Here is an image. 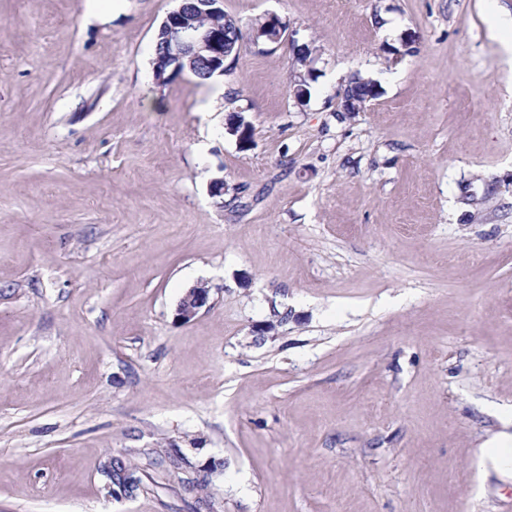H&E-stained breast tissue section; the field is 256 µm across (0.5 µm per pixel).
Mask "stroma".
<instances>
[{"label": "stroma", "mask_w": 512, "mask_h": 512, "mask_svg": "<svg viewBox=\"0 0 512 512\" xmlns=\"http://www.w3.org/2000/svg\"><path fill=\"white\" fill-rule=\"evenodd\" d=\"M175 6L0 0V512H512V0H223L220 95ZM177 7L169 12L162 22L158 36L163 37L161 43L162 50L155 55L154 78L158 85L163 86L174 76L182 74L199 75L195 77L204 82L217 81L219 76L211 77L206 73L204 64L210 73L217 71L224 74V60L239 51V42L242 39V31L237 22L224 13V17L207 16L201 19L202 27H210L214 24L224 22L223 27H214L203 30L200 28L198 14H204L205 11L211 13L224 12L221 7L222 0H177ZM190 2H193L192 4ZM204 6L205 9L197 8ZM204 10V11H203ZM231 43H227L225 48V38ZM234 38L232 39V37ZM233 44V46H232ZM489 25L497 31L509 32L508 38H503L505 62L512 63V17L500 11H492L488 16ZM209 299V288L197 284L187 289L177 305L175 316L178 321L189 322L205 306ZM512 433L500 432L490 440L482 455L489 460L493 469L503 480H512Z\"/></svg>", "instance_id": "35a3bbf8"}]
</instances>
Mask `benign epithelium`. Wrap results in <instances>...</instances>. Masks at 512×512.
<instances>
[{
    "instance_id": "obj_1",
    "label": "benign epithelium",
    "mask_w": 512,
    "mask_h": 512,
    "mask_svg": "<svg viewBox=\"0 0 512 512\" xmlns=\"http://www.w3.org/2000/svg\"><path fill=\"white\" fill-rule=\"evenodd\" d=\"M222 0H178L177 7L162 22L159 35L162 50L155 55L154 78L162 86L174 76L195 75L198 64L209 72L224 73L227 57L224 28H200L199 13L222 11ZM209 299V288L197 284L187 289L177 305L175 316L181 322L191 321Z\"/></svg>"
}]
</instances>
